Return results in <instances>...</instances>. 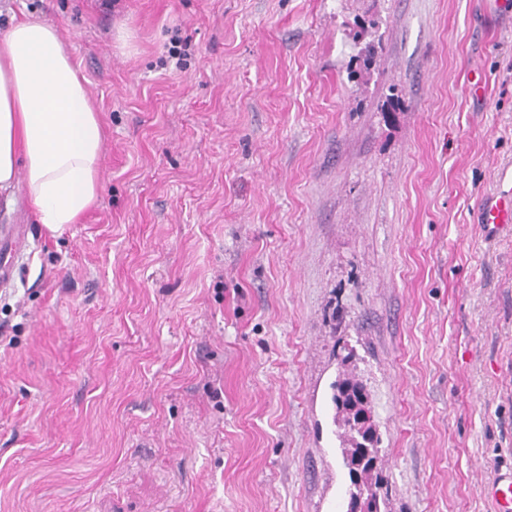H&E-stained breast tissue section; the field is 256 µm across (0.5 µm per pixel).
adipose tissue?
I'll return each mask as SVG.
<instances>
[{"label": "adipose tissue", "instance_id": "obj_1", "mask_svg": "<svg viewBox=\"0 0 512 512\" xmlns=\"http://www.w3.org/2000/svg\"><path fill=\"white\" fill-rule=\"evenodd\" d=\"M103 128L56 26L38 19L0 34V190L24 186L52 234L97 200Z\"/></svg>", "mask_w": 512, "mask_h": 512}]
</instances>
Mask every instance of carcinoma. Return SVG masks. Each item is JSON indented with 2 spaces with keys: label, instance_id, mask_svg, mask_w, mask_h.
<instances>
[{
  "label": "carcinoma",
  "instance_id": "1",
  "mask_svg": "<svg viewBox=\"0 0 512 512\" xmlns=\"http://www.w3.org/2000/svg\"><path fill=\"white\" fill-rule=\"evenodd\" d=\"M331 401L334 419L343 424L350 446L343 449V462L351 482L347 512H358L357 501L370 488L380 491L383 479L377 471L381 449L373 425L363 426L359 416L370 409L368 395L362 383L343 372L332 385Z\"/></svg>",
  "mask_w": 512,
  "mask_h": 512
}]
</instances>
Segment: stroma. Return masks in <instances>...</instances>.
Here are the masks:
<instances>
[{
  "mask_svg": "<svg viewBox=\"0 0 512 512\" xmlns=\"http://www.w3.org/2000/svg\"><path fill=\"white\" fill-rule=\"evenodd\" d=\"M505 2L0 0V31L59 28L106 131L99 200L63 235L0 191L25 230L0 288V512H345L344 370L384 512H494L512 228L476 210L512 169Z\"/></svg>",
  "mask_w": 512,
  "mask_h": 512,
  "instance_id": "obj_1",
  "label": "stroma"
}]
</instances>
